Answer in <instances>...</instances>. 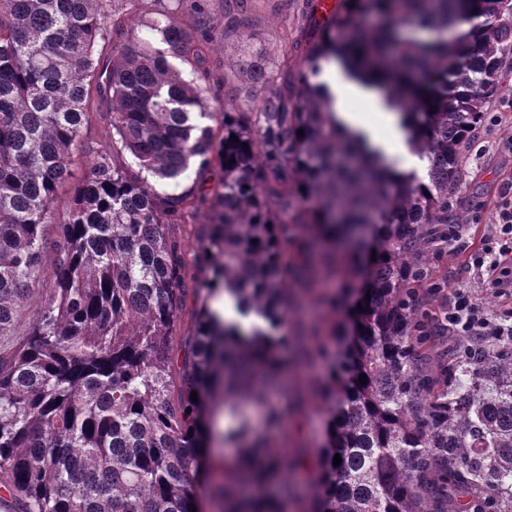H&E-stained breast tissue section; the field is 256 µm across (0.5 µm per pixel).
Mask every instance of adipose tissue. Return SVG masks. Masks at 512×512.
Here are the masks:
<instances>
[{
    "instance_id": "obj_1",
    "label": "adipose tissue",
    "mask_w": 512,
    "mask_h": 512,
    "mask_svg": "<svg viewBox=\"0 0 512 512\" xmlns=\"http://www.w3.org/2000/svg\"><path fill=\"white\" fill-rule=\"evenodd\" d=\"M329 86L335 97L334 108L350 130L373 134L374 129L363 112L367 109L375 112L378 119L392 130L389 138L378 142L385 156L401 158L404 169L424 170L425 161L411 153L407 135L399 125L398 115L386 105L379 89L336 73L331 75Z\"/></svg>"
}]
</instances>
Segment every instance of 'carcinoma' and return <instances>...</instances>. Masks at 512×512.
<instances>
[{
  "label": "carcinoma",
  "instance_id": "carcinoma-1",
  "mask_svg": "<svg viewBox=\"0 0 512 512\" xmlns=\"http://www.w3.org/2000/svg\"><path fill=\"white\" fill-rule=\"evenodd\" d=\"M146 2L0 0V337L45 293L0 353V508L192 512L201 491L213 512H512V349L474 336L429 366L424 310L448 287L430 260L460 223L462 147L497 92L512 0H338L326 18L318 0H280L306 47L280 43L259 112L213 92L207 0H191L189 26L153 19L134 36ZM246 5L224 0L226 23ZM126 34L105 72L112 148L77 177L95 48ZM242 42L240 73L267 84L268 51ZM331 61L374 79L425 176L337 120ZM214 166L219 190L181 187ZM369 235L371 298L338 307L336 279L358 271ZM221 297L262 324L243 329ZM306 309L318 320L286 359ZM302 367L326 414L309 459L271 438L296 418Z\"/></svg>",
  "mask_w": 512,
  "mask_h": 512
}]
</instances>
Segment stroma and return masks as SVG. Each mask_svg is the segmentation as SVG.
<instances>
[{
	"mask_svg": "<svg viewBox=\"0 0 512 512\" xmlns=\"http://www.w3.org/2000/svg\"><path fill=\"white\" fill-rule=\"evenodd\" d=\"M251 41L257 47H272L283 38L300 36L295 19L285 18L274 9L273 0H249ZM504 69L499 89L487 104L494 121H482L475 128L473 139L463 151V184L453 200L457 212L466 218V226L459 241L448 246L443 255L432 263L434 277L449 285L471 284L483 297L490 314L496 317L512 313V296H502L487 289L485 282L470 278L466 267L471 255L481 251L489 224L495 215L499 187L512 179V154L500 148L502 140L512 138V111L505 110L503 102L512 98V43L505 44L502 54ZM112 109L109 95L92 93L89 122L82 130V144L94 150L111 147L112 128L107 114Z\"/></svg>",
	"mask_w": 512,
	"mask_h": 512,
	"instance_id": "1",
	"label": "stroma"
}]
</instances>
